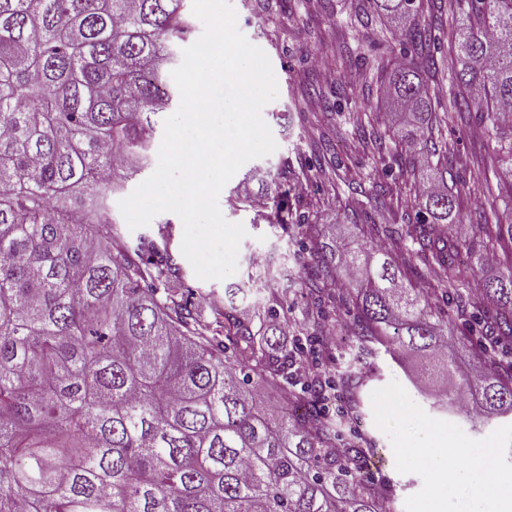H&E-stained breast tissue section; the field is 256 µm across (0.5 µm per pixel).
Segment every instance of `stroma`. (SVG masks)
Returning a JSON list of instances; mask_svg holds the SVG:
<instances>
[{"instance_id": "obj_1", "label": "stroma", "mask_w": 512, "mask_h": 512, "mask_svg": "<svg viewBox=\"0 0 512 512\" xmlns=\"http://www.w3.org/2000/svg\"><path fill=\"white\" fill-rule=\"evenodd\" d=\"M229 3L236 12L238 30L267 54L277 78L278 96L262 110L277 148L268 156L244 163L218 198L224 218L243 224L247 231L239 246L236 273L222 280H202L186 262L182 265L184 286L195 296L220 294L233 285L241 288L246 304L262 308L269 296L264 275L269 270L280 271L276 286L287 292L290 309L277 346L293 350L308 344L310 329L304 318L314 300L300 282L311 255L299 242L288 240L268 224L264 209L239 205L236 198L246 190L260 193L280 161L286 159L302 174L293 194L309 223L327 227L367 223L364 206L377 196L386 202L388 222L403 223L414 213L418 199L400 191L401 178L398 172L387 170L376 142L377 137H391L403 120L384 83L401 53L390 38L392 23L374 11L371 0H291L287 8L281 0ZM454 9V0H435L434 9L426 14L433 34L441 38L437 59L442 74L429 85L442 137L448 144V178L463 184L458 197L459 220L449 227L448 235L465 241L469 251L476 253L484 248L477 225L512 221V210L505 206L512 189L502 179L495 143L477 115L448 105L456 90L449 78ZM327 69L336 70L335 81L324 79ZM319 166L335 171L334 181L312 183L310 175ZM146 178V173H139L126 181L122 190L109 194V212L132 244L151 237L154 224L171 223L175 231L170 248L180 253L183 223L174 213L156 215L150 226L127 227L119 202ZM327 311L336 326V342L329 346L320 368L334 375L341 366L342 352L356 339L347 330L351 318L344 299H337ZM414 366L408 355L394 361L361 351L357 363L363 379L359 405H351L341 391L326 402L330 413L352 412L341 438L361 441L367 448L364 472L387 486L396 512H405L406 499L420 491L423 481L417 474L397 471L390 439L374 421V390L395 381L430 417L461 424L470 438L482 439L494 430L490 424L472 428L460 423L458 416L432 409L441 385L417 379Z\"/></svg>"}]
</instances>
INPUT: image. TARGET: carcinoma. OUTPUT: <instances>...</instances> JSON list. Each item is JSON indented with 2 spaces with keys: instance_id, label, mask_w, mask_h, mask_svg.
Wrapping results in <instances>:
<instances>
[{
  "instance_id": "1",
  "label": "carcinoma",
  "mask_w": 512,
  "mask_h": 512,
  "mask_svg": "<svg viewBox=\"0 0 512 512\" xmlns=\"http://www.w3.org/2000/svg\"><path fill=\"white\" fill-rule=\"evenodd\" d=\"M186 0H0V512H387V487L363 472L362 449L338 445L323 411H297L323 398L322 378L299 383L289 369L300 352L276 351L273 337L288 297L252 311L207 295L202 322L178 291L183 270L161 242L130 245L105 194L116 175L148 161L157 117L177 91L167 67L191 32ZM387 16L417 15L424 0H372ZM451 82L457 110L475 111L512 177V0H456ZM430 28L395 33L401 50ZM438 45L417 65L393 68L389 85L411 111L394 133L388 169L432 173L396 230L369 225L388 245L339 250L316 240L305 285L338 292L354 311L349 330L394 357L410 353L424 379L457 381L438 395L474 427L512 414V372L494 348L512 349V265L478 279L475 262L454 260L464 244L446 235L458 220L460 187L420 164L409 147L435 116L422 71L436 68ZM273 175L270 224L317 233ZM512 241V224L478 225ZM422 265L430 281L411 280ZM466 284L497 334L479 345L487 368L461 370L442 323L468 315ZM313 335H330L322 300L307 313ZM279 388L269 406L262 385Z\"/></svg>"
}]
</instances>
